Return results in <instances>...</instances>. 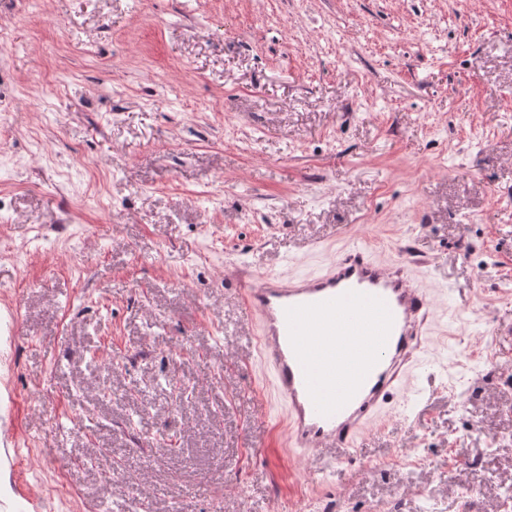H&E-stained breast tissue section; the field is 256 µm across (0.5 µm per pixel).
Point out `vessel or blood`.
Segmentation results:
<instances>
[{
    "mask_svg": "<svg viewBox=\"0 0 512 512\" xmlns=\"http://www.w3.org/2000/svg\"><path fill=\"white\" fill-rule=\"evenodd\" d=\"M410 265L350 248L319 273L257 274L240 290L258 319L255 349L285 405L282 434L310 464H340L406 391L435 312Z\"/></svg>",
    "mask_w": 512,
    "mask_h": 512,
    "instance_id": "vessel-or-blood-1",
    "label": "vessel or blood"
}]
</instances>
